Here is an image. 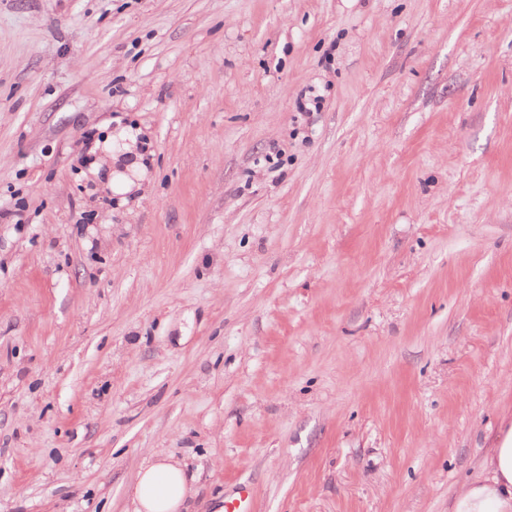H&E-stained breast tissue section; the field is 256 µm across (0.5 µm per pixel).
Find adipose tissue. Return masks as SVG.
Masks as SVG:
<instances>
[{"label": "adipose tissue", "instance_id": "ef3b65f1", "mask_svg": "<svg viewBox=\"0 0 512 512\" xmlns=\"http://www.w3.org/2000/svg\"><path fill=\"white\" fill-rule=\"evenodd\" d=\"M192 481L185 464L156 454L132 487L133 512H183ZM453 512H512V429L486 449L479 475L463 485Z\"/></svg>", "mask_w": 512, "mask_h": 512}]
</instances>
